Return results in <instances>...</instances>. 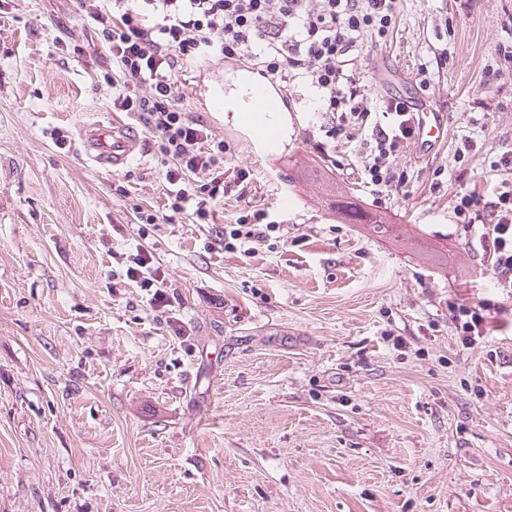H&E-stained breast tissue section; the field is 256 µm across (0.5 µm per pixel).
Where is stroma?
<instances>
[{
	"label": "stroma",
	"instance_id": "1",
	"mask_svg": "<svg viewBox=\"0 0 512 512\" xmlns=\"http://www.w3.org/2000/svg\"><path fill=\"white\" fill-rule=\"evenodd\" d=\"M76 11L0 0V512H512V299L453 212L506 177L512 0H398L364 41V106L424 103L447 129L405 146L398 189L366 184L358 143L306 144L300 82L273 155L188 95L253 171L212 224L135 220L165 203L150 141L118 173L83 155V126L135 118L69 54L94 36ZM328 184L394 234L337 218ZM256 208L287 245L225 250L221 225ZM139 245L163 311L115 259ZM479 299L490 334L466 349L449 306Z\"/></svg>",
	"mask_w": 512,
	"mask_h": 512
}]
</instances>
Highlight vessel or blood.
<instances>
[{
    "instance_id": "obj_1",
    "label": "vessel or blood",
    "mask_w": 512,
    "mask_h": 512,
    "mask_svg": "<svg viewBox=\"0 0 512 512\" xmlns=\"http://www.w3.org/2000/svg\"><path fill=\"white\" fill-rule=\"evenodd\" d=\"M230 76L247 80L250 89L248 111H279L281 96L274 82L242 64L237 65ZM226 79L211 76L206 82L200 83L201 100L207 111L223 112ZM417 117V148L423 153L431 152L443 140L444 127L437 114L426 108H419ZM80 140L89 161L115 172L130 163L140 146L139 134L132 126L113 121L84 126L80 131Z\"/></svg>"
}]
</instances>
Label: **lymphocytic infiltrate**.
<instances>
[{"label":"lymphocytic infiltrate","instance_id":"lymphocytic-infiltrate-1","mask_svg":"<svg viewBox=\"0 0 512 512\" xmlns=\"http://www.w3.org/2000/svg\"><path fill=\"white\" fill-rule=\"evenodd\" d=\"M397 0H77V14L109 49L96 65L98 83L112 90V108L133 113L161 155L166 189L165 215L136 210L141 224L180 217L210 224L224 197L251 176L250 169L228 166L223 141L214 139L202 116L182 106L189 66L218 59L249 64L264 78L302 80L327 138L354 139L372 127L374 144L363 157V174L376 187H402L396 160L416 137L415 109L398 98L384 110L390 123L373 125L358 103L349 67L366 36L384 37L395 21ZM493 223L468 245L512 298V186L497 192ZM224 248L237 250L271 238L287 241L284 225L257 209L225 225ZM128 281L152 291L163 307L165 276L145 248L129 255ZM490 302L451 307L459 343L474 348L489 333Z\"/></svg>","mask_w":512,"mask_h":512}]
</instances>
